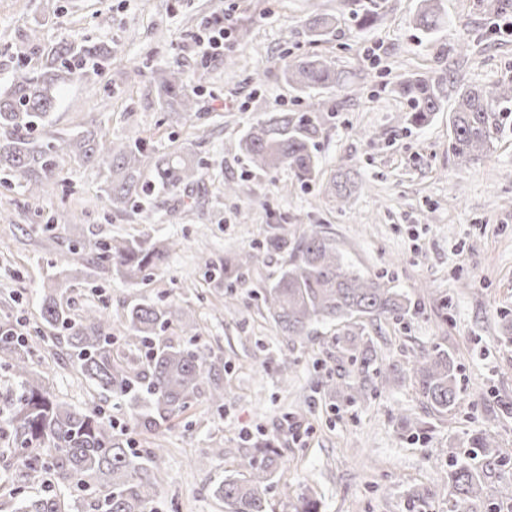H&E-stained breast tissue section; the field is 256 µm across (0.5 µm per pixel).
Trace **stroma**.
<instances>
[{"label":"stroma","mask_w":512,"mask_h":512,"mask_svg":"<svg viewBox=\"0 0 512 512\" xmlns=\"http://www.w3.org/2000/svg\"><path fill=\"white\" fill-rule=\"evenodd\" d=\"M421 0H0V82L29 53V29L41 25L44 42L73 38L103 42L112 61L99 75L73 79L43 134L86 130L107 137L142 138L157 149L191 147L204 162L209 193L194 210L172 212L170 194L139 213L112 210L104 176L63 161L66 186L33 198L17 185L0 184V314L24 332L42 326L40 303L60 256L80 245L83 275L68 292L74 310L107 307L114 348L126 351L121 323L144 298L177 300L183 317L200 326V346L227 391L223 406L199 398L151 429L134 425L136 409L104 403L115 430L145 452L163 449L154 512H224L212 490L228 470H244L257 438L276 440L284 460L279 482L267 491L272 512L304 493L320 512H472L441 480L468 438L492 431L512 455V415L499 396L512 395V344L501 339L512 317V103L495 115L492 144L459 164L449 143L448 96L424 126L407 122V101L390 86L400 77L447 72L479 86L512 80V36L494 34L512 10L488 13L484 0H442L445 23L434 32L417 27ZM229 14L233 36L224 52L200 61L189 39L213 14ZM344 14L345 24L319 43L304 34L308 18ZM377 15L373 26L358 23ZM315 51L332 60L346 87L308 95L288 87L279 62ZM180 62L197 91L198 110L178 118L162 108L152 69ZM263 68L261 84L251 80ZM326 111L316 154L319 175L300 184L288 170L251 168L230 147L267 112L303 111L309 98ZM351 172L356 187L337 206L329 183ZM237 184L223 194L224 182ZM54 216L45 229L42 215ZM317 226L354 272L380 278L407 293L420 308L399 321L380 320L369 331L384 363L440 343L460 367L456 407L431 429L401 434L400 415L426 413L410 380L377 377L366 397L349 402L324 394L336 368L335 326L317 327L300 345L283 336L259 310L285 259L264 257L234 288L210 281L204 259L251 250L279 228L296 241ZM170 238L179 246L147 284L131 285L86 262L95 242L112 237ZM288 356L297 365L288 383L275 372ZM37 359L52 367L50 385L61 400L84 407L97 400L92 384L60 348L45 346ZM304 432L284 430L286 417ZM223 456L194 465L209 449ZM428 491L411 500L412 487Z\"/></svg>","instance_id":"obj_1"}]
</instances>
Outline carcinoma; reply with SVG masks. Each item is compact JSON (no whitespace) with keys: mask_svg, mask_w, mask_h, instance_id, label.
Instances as JSON below:
<instances>
[{"mask_svg":"<svg viewBox=\"0 0 512 512\" xmlns=\"http://www.w3.org/2000/svg\"><path fill=\"white\" fill-rule=\"evenodd\" d=\"M414 18L419 28L432 32L444 24L436 0ZM345 21L343 15L319 14L306 26L305 34L318 42ZM31 53L39 64L19 65L11 79L0 85V175L22 187L31 197L48 192L59 183L60 162L69 159L82 167L97 169L105 176L107 200L116 211L139 208L140 200L157 191L201 192L205 190L202 163L185 147L157 154L141 138L106 139L93 131L56 137L43 142L33 137L45 126L64 85L76 75H97L100 63L112 58V50L78 41L43 43L33 28L27 35ZM282 74L300 90L332 88L344 82L336 66L319 54L281 58ZM448 77L411 75L397 81L391 93L410 104L407 120L416 126L428 123L441 110ZM152 83L161 104L170 112L189 115L196 110L197 94L190 89L180 65L152 70ZM458 105L450 123L452 154L462 164L477 156L491 142L494 112L512 102V83L474 86L457 83ZM318 100L305 113L269 112L251 125L234 146L250 166L262 170L286 169L307 184L318 175L315 154L320 132ZM355 187L348 172L332 179L338 206L346 205ZM178 243L139 237L113 238L94 243L91 264L111 271L129 283H138L168 262ZM288 254L290 263L262 293L263 307L275 326L292 341L309 340L310 327L319 322L341 326L335 343L350 362H360L354 375H328V391H346L363 396L374 377L392 371L410 378L428 412L443 414L459 400L458 364L448 348L437 344L406 357L398 366L377 364V355L366 332V323L381 318L401 320L416 311V302L397 289L350 271L336 248L318 231L303 232L295 247L288 238L273 232L252 251L224 258L222 272L227 287L241 281L261 255ZM63 283L51 280L43 289L41 319L52 334L15 337L13 325L0 320V369H6L18 385V393L7 408L6 424L10 449L25 481L43 485L52 475L56 482L75 492L69 500L52 495L22 496L13 512H146L157 489V467L162 449L145 456L135 453L129 442L112 434V422L93 404L71 406L54 396L46 383L48 372L34 360L35 351L48 342L65 343V355L99 393L128 400L145 408L137 424L149 429L187 409L204 395L212 404L224 406V391L211 379L209 354L195 345L199 327L180 325L186 345H172L160 332L181 319L178 304H158L144 299L131 306L122 323L131 347L146 349L147 364L123 363L112 353V325L106 308H89L74 316ZM512 467V456L500 453L490 431L473 434L464 457L448 463L442 479L461 501L486 503L485 478ZM281 469V454L271 440L254 444V454L245 473L224 476L213 493L224 512H269L265 492Z\"/></svg>","mask_w":512,"mask_h":512,"instance_id":"1","label":"carcinoma"}]
</instances>
